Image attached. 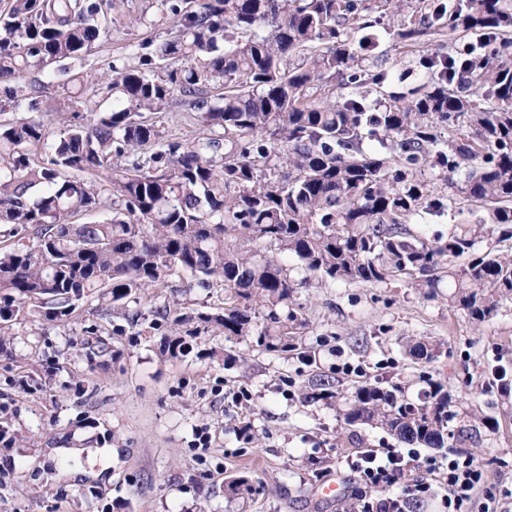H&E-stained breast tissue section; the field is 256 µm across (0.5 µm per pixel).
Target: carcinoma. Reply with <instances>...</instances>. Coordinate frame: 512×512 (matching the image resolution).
<instances>
[{
  "mask_svg": "<svg viewBox=\"0 0 512 512\" xmlns=\"http://www.w3.org/2000/svg\"><path fill=\"white\" fill-rule=\"evenodd\" d=\"M141 2L131 16L119 0L0 11V329L21 314L71 316L88 295L118 311L186 277L222 296L151 310L152 325L169 324L170 357L212 331L287 352L309 320L283 255L320 278L446 288L448 307L477 323L512 300V252L478 249L512 239V0ZM395 16L386 32L426 80L388 91L394 63L361 44ZM123 20L152 36L109 66V105L92 85L72 111H46L47 91L78 80L71 65ZM443 37L448 53H425ZM176 101L204 127L189 142L155 121ZM458 197L480 204L476 223L433 239L406 228ZM95 213L105 218L76 221ZM406 348L423 363L439 354L422 338ZM420 380L416 402L376 381L303 399L334 397L345 424L407 446L476 443L444 383Z\"/></svg>",
  "mask_w": 512,
  "mask_h": 512,
  "instance_id": "carcinoma-1",
  "label": "carcinoma"
}]
</instances>
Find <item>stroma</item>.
I'll list each match as a JSON object with an SVG mask.
<instances>
[{"instance_id": "stroma-1", "label": "stroma", "mask_w": 512, "mask_h": 512, "mask_svg": "<svg viewBox=\"0 0 512 512\" xmlns=\"http://www.w3.org/2000/svg\"><path fill=\"white\" fill-rule=\"evenodd\" d=\"M144 36L113 27L83 67L89 80ZM480 215L460 200L410 229L445 236ZM287 265L294 280L307 282L295 300L309 326L300 348L286 353L210 333L170 358L167 327L135 326L128 316L172 299L195 309L216 302L215 290L186 292L178 279L124 312L103 314L88 298L71 319L14 321L0 337V512H353L358 498L376 491L347 458L398 442L346 425L335 404L304 402L302 392L327 382L347 396L376 380L402 384L413 397L423 373L445 381L457 403L482 419L481 437L456 452L418 448L421 464L404 471L399 486L428 484L420 512H443L444 473L456 453L485 473L469 512H482L490 492L501 512H512V392L499 386L512 383V300L477 324L447 297L402 279H309L295 260ZM408 336L441 343V354L430 363L414 359L403 347ZM242 389L248 399L232 403L230 392ZM245 424L246 440L237 434ZM200 430L209 435L203 450L195 446ZM242 476L251 492L232 494L228 482ZM326 481L339 485L337 498L321 497Z\"/></svg>"}]
</instances>
